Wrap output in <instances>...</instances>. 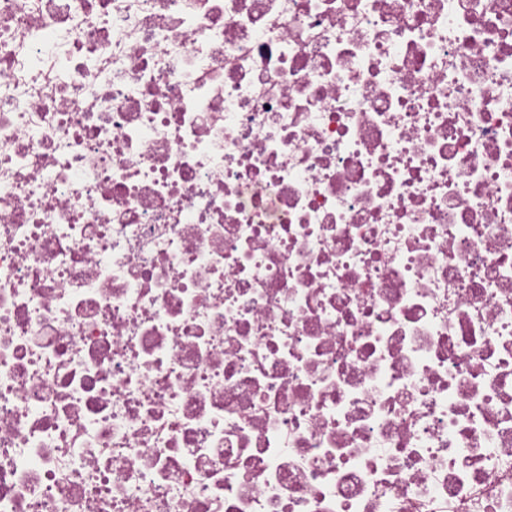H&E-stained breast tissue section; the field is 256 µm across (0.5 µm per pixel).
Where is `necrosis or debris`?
Returning <instances> with one entry per match:
<instances>
[{
	"label": "necrosis or debris",
	"mask_w": 512,
	"mask_h": 512,
	"mask_svg": "<svg viewBox=\"0 0 512 512\" xmlns=\"http://www.w3.org/2000/svg\"><path fill=\"white\" fill-rule=\"evenodd\" d=\"M0 512H512V0H0Z\"/></svg>",
	"instance_id": "4bbe7bcc"
}]
</instances>
